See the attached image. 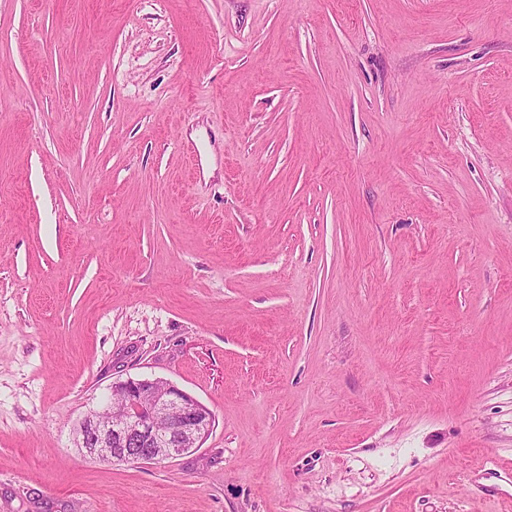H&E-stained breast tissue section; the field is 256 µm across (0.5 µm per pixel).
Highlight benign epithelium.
Here are the masks:
<instances>
[{"label":"benign epithelium","mask_w":512,"mask_h":512,"mask_svg":"<svg viewBox=\"0 0 512 512\" xmlns=\"http://www.w3.org/2000/svg\"><path fill=\"white\" fill-rule=\"evenodd\" d=\"M123 399L118 426L101 424L112 411V399ZM214 427L212 412L162 378H128L110 386L105 404L79 421L74 440L92 458L159 464L201 447Z\"/></svg>","instance_id":"obj_1"}]
</instances>
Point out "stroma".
<instances>
[{
  "instance_id": "obj_1",
  "label": "stroma",
  "mask_w": 512,
  "mask_h": 512,
  "mask_svg": "<svg viewBox=\"0 0 512 512\" xmlns=\"http://www.w3.org/2000/svg\"><path fill=\"white\" fill-rule=\"evenodd\" d=\"M0 512H512V0H0ZM201 448L82 456L112 382ZM114 397L123 399V416L106 427ZM213 427L212 412L168 380L128 378L112 383L105 404L89 409L73 435L86 456L152 465L200 448Z\"/></svg>"
}]
</instances>
